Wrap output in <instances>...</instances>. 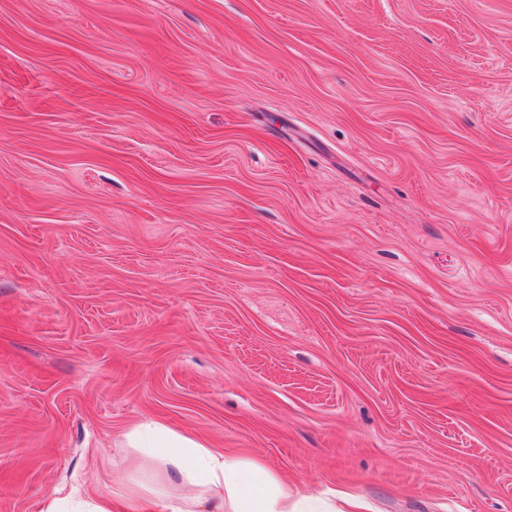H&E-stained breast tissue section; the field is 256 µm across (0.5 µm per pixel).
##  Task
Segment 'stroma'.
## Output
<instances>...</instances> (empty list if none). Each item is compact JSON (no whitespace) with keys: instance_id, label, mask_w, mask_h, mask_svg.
<instances>
[{"instance_id":"35a3bbf8","label":"stroma","mask_w":512,"mask_h":512,"mask_svg":"<svg viewBox=\"0 0 512 512\" xmlns=\"http://www.w3.org/2000/svg\"><path fill=\"white\" fill-rule=\"evenodd\" d=\"M147 420L512 512V0H0V512Z\"/></svg>"}]
</instances>
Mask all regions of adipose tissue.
Segmentation results:
<instances>
[{
	"label": "adipose tissue",
	"instance_id": "adipose-tissue-1",
	"mask_svg": "<svg viewBox=\"0 0 512 512\" xmlns=\"http://www.w3.org/2000/svg\"><path fill=\"white\" fill-rule=\"evenodd\" d=\"M130 447L150 458L164 484L149 489L150 512H366L364 502L346 499L336 509L320 494L293 492L257 461L210 448L203 440L157 422L135 427Z\"/></svg>",
	"mask_w": 512,
	"mask_h": 512
}]
</instances>
